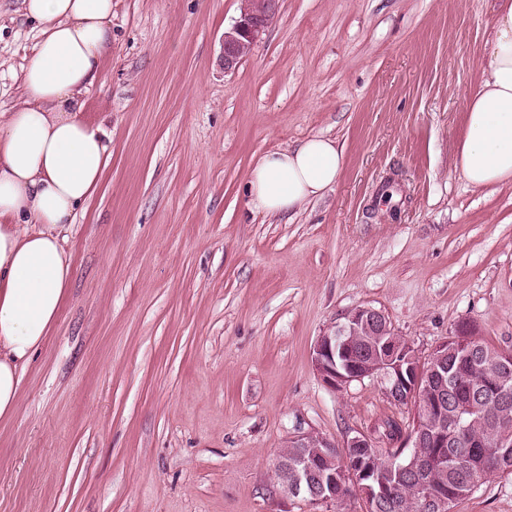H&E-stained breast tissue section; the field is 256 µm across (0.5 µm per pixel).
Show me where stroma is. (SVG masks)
<instances>
[{
    "label": "stroma",
    "instance_id": "obj_1",
    "mask_svg": "<svg viewBox=\"0 0 512 512\" xmlns=\"http://www.w3.org/2000/svg\"><path fill=\"white\" fill-rule=\"evenodd\" d=\"M496 4L280 0L228 73L240 0H113L84 109L110 158L0 422V512H366L276 491L291 437L415 418L376 380L324 385L318 336L369 306L424 360L464 321L512 352V186L476 191L455 167ZM39 30L0 0V112ZM318 134L344 150L336 186L289 219L252 212L253 162ZM454 512H512V475Z\"/></svg>",
    "mask_w": 512,
    "mask_h": 512
}]
</instances>
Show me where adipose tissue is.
<instances>
[{"label": "adipose tissue", "instance_id": "obj_1", "mask_svg": "<svg viewBox=\"0 0 512 512\" xmlns=\"http://www.w3.org/2000/svg\"><path fill=\"white\" fill-rule=\"evenodd\" d=\"M42 25L22 102L0 113V420L19 404L21 370L57 323L72 282L61 233L98 187L110 132L85 120L84 95L112 46V0H22ZM344 151L323 135L263 154L253 211L300 210L336 185ZM456 166L476 189L512 186V0H501L483 79L465 103Z\"/></svg>", "mask_w": 512, "mask_h": 512}]
</instances>
